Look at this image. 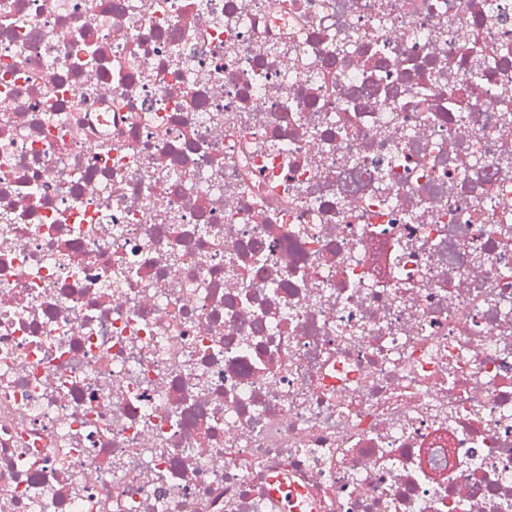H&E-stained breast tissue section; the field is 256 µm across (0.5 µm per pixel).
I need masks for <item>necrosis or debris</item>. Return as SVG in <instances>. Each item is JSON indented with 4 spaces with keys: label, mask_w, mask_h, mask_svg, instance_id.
Returning a JSON list of instances; mask_svg holds the SVG:
<instances>
[{
    "label": "necrosis or debris",
    "mask_w": 512,
    "mask_h": 512,
    "mask_svg": "<svg viewBox=\"0 0 512 512\" xmlns=\"http://www.w3.org/2000/svg\"><path fill=\"white\" fill-rule=\"evenodd\" d=\"M276 475L512 512V0H0V512Z\"/></svg>",
    "instance_id": "1"
}]
</instances>
